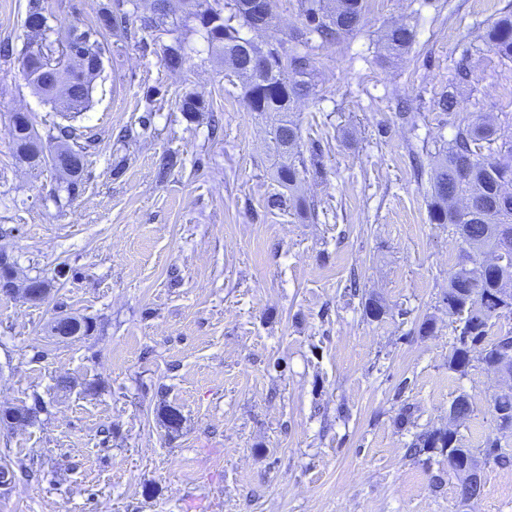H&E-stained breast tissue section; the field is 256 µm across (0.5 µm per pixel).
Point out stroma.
<instances>
[{"label": "stroma", "mask_w": 512, "mask_h": 512, "mask_svg": "<svg viewBox=\"0 0 512 512\" xmlns=\"http://www.w3.org/2000/svg\"><path fill=\"white\" fill-rule=\"evenodd\" d=\"M113 2L42 5L86 28ZM508 11L512 0H367L359 31L315 42L324 67L292 114L305 218L268 207L271 120L246 110L199 35L185 32L172 70L138 15L104 32L71 200L58 172L16 158L11 113L43 133L62 115L0 58V252L49 288L41 301L0 293V412H30L0 422V512H512V466L483 462L484 494L465 506L447 454L407 453L451 425L463 447L496 437L512 453L489 407L498 377L448 368L456 324L442 298L461 242L431 223L427 198L460 118L512 137V60L483 40ZM395 23L417 32L398 62L381 44ZM187 91L211 111L187 119ZM444 91L453 113L433 106ZM59 315L92 329L56 338ZM462 394L473 412L454 424Z\"/></svg>", "instance_id": "35a3bbf8"}]
</instances>
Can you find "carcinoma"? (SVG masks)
I'll list each match as a JSON object with an SVG mask.
<instances>
[{"mask_svg":"<svg viewBox=\"0 0 512 512\" xmlns=\"http://www.w3.org/2000/svg\"><path fill=\"white\" fill-rule=\"evenodd\" d=\"M182 0H175L170 9L154 10L140 17L141 28L164 31L172 42L161 45L163 61L168 68L180 69L185 62L181 39L187 22L195 23L207 42L210 56L229 66L242 82V98L250 112L273 117L274 147L282 161L276 169V180L288 190V201L300 215H307L303 200L296 196L306 165L300 158L301 129L291 119L296 101L315 88L320 62L309 51L311 36L324 42H334L358 30L365 13L366 0H297V8L305 25L295 30L289 45L282 42L258 43L254 49L269 62L263 79H258L240 56V43L245 40L242 30L266 31L275 26V14L262 15L252 7V0H196V10L182 15ZM138 9L136 0H117L114 11L105 12L101 28L67 27L68 41L56 38L59 27L52 24L33 33L30 46L19 55L22 72L28 83L44 99L63 111V117L73 119L85 111L92 99L93 83L103 70L106 52L99 40L100 29L126 28L129 12L123 6ZM413 27L398 24L384 31L381 40L387 55L400 58L414 44ZM484 40L499 55L512 59V13L501 16L485 33ZM177 108L191 117L211 111L210 103L201 95L187 92L177 102ZM13 149L18 159L33 168L50 166L66 175L64 191L67 199L79 192L86 170L87 146L78 143L81 134L71 124H55L48 132V152L38 151L42 138L34 128L29 114L15 112L10 118ZM486 154H481V149ZM430 220L433 224H450L461 238L471 241L473 257L468 265H459L448 281L444 297L448 315L462 320L460 332L449 354L448 369L464 375L477 360L494 368L500 363L495 349V337L489 335L492 320L512 315L511 309H498L499 289L512 282V259L501 265L486 263V256L495 252L498 244L497 227L512 225V139H500L490 123L459 122L453 142L433 168L430 183ZM470 198L479 202L477 210L464 218L457 209V199ZM473 412L465 395L454 399L449 414L455 421L464 420ZM412 448L448 449L454 460V475L468 472L477 459L471 448L459 445L457 431L436 429L416 436ZM496 439L485 442V458L507 465L512 456L499 451Z\"/></svg>","mask_w":512,"mask_h":512,"instance_id":"1","label":"carcinoma"}]
</instances>
